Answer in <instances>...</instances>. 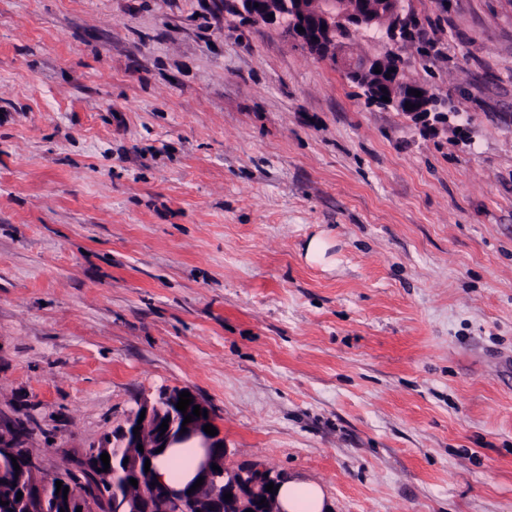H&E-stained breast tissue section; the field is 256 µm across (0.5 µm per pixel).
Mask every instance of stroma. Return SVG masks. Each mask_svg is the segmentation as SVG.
Here are the masks:
<instances>
[{"instance_id":"1","label":"stroma","mask_w":512,"mask_h":512,"mask_svg":"<svg viewBox=\"0 0 512 512\" xmlns=\"http://www.w3.org/2000/svg\"><path fill=\"white\" fill-rule=\"evenodd\" d=\"M400 8L343 51L446 123L224 0H0V421L48 475L187 386L331 512H512V0ZM386 74H390V77H386ZM383 81L381 90H378L375 86H366L368 96L383 105H391L396 108H402L406 113L412 115L415 119H425L429 116V106L432 104V99L429 96L427 89L423 87H409L402 80L399 66L397 69H389L385 73V80L380 77ZM382 89H386V92H382ZM411 90L421 91V96L416 97L411 93ZM387 96L389 102L383 101L382 97ZM406 102L411 105H415V108L408 110L406 108Z\"/></svg>"}]
</instances>
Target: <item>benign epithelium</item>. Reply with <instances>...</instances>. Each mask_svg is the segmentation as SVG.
I'll use <instances>...</instances> for the list:
<instances>
[{
  "label": "benign epithelium",
  "mask_w": 512,
  "mask_h": 512,
  "mask_svg": "<svg viewBox=\"0 0 512 512\" xmlns=\"http://www.w3.org/2000/svg\"><path fill=\"white\" fill-rule=\"evenodd\" d=\"M235 10L246 17L268 24L281 23L297 31L301 26L304 31L299 33V39L307 45L314 55L332 61L336 66L343 68L351 79L367 76L379 69L385 70L381 61L383 56H368L357 62H352L341 53L343 39L340 32L355 34L363 29L382 26L390 17L398 12L399 2L387 0L386 5L371 6L368 0H354V5H348L349 0H232ZM389 77L383 80V90L374 86L366 87L368 96L380 103L382 97L389 98V105L396 108H406V104L414 105L408 111L416 119H425L429 116V106L432 99L428 90L421 87V96L411 93V87L402 80L400 69L388 70ZM188 391L193 399L188 406L187 414H192L194 406L207 411L208 417L193 418L188 424H183L184 413L176 408L179 394ZM145 418H140V414ZM168 420V429L165 433L158 431L163 420ZM216 425L215 413L212 407L192 388L173 387L159 393L154 400L144 399L137 404V409L131 412L120 428L121 447L109 452L112 467V476H95L96 481L101 479L117 480L119 477L134 478L142 481L141 461L149 455L154 448H178L192 444L203 449L198 459L195 477L204 478L203 485L213 490L215 497H224L230 493L233 498L224 502V512H262L259 509L261 499L268 497L266 485L279 484L284 476L279 473L260 469L256 466L229 468L224 464V458L215 453V449L224 447V438L220 435L210 436L204 432V426ZM140 427L139 434H133L135 427ZM0 425V433L5 431ZM9 434L0 436V463L12 464L17 459L20 467L18 475L9 474L7 478L24 483L27 473L40 475L43 484L51 483L42 468L41 460L31 454L21 451L19 444V431L13 427ZM143 446L144 453H126V448ZM128 460L124 468H119V462ZM220 467V471L212 469V465ZM164 512H197L196 496L188 493L189 486L185 484H161ZM148 494H142V499ZM142 499L132 500L117 490H112V512H142Z\"/></svg>",
  "instance_id": "obj_1"
}]
</instances>
